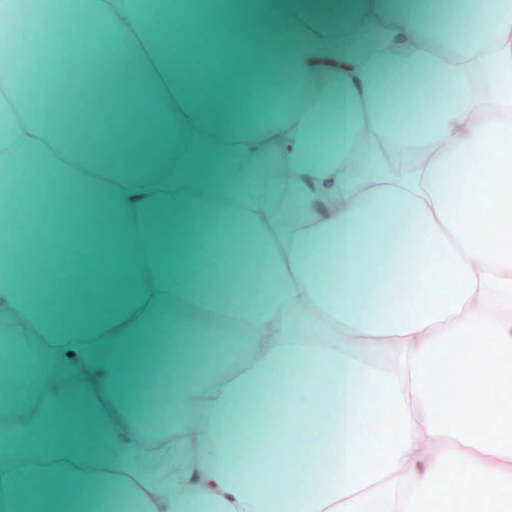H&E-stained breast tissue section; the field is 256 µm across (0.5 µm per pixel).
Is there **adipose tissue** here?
<instances>
[{"mask_svg":"<svg viewBox=\"0 0 512 512\" xmlns=\"http://www.w3.org/2000/svg\"><path fill=\"white\" fill-rule=\"evenodd\" d=\"M0 512H512V0H0Z\"/></svg>","mask_w":512,"mask_h":512,"instance_id":"obj_1","label":"adipose tissue"}]
</instances>
